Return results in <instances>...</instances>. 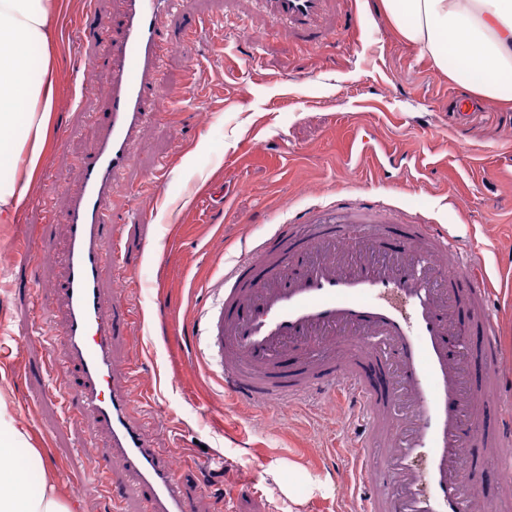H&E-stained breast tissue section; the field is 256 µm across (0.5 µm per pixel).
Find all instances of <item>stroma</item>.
Here are the masks:
<instances>
[{
    "instance_id": "35a3bbf8",
    "label": "stroma",
    "mask_w": 512,
    "mask_h": 512,
    "mask_svg": "<svg viewBox=\"0 0 512 512\" xmlns=\"http://www.w3.org/2000/svg\"><path fill=\"white\" fill-rule=\"evenodd\" d=\"M62 29L63 100L42 176L22 217L0 224V411L46 465L73 512H141L118 496L120 467L101 491L83 474L103 452L93 418L68 416L55 392L78 388L76 363L47 373L49 338L61 330L58 245L66 232L79 162L108 121L101 44L120 39V0H97L107 22L85 41L73 26L83 0H68ZM191 44L163 59L159 82L178 97L155 116L119 177L113 206L128 209L122 250L131 270L105 282L127 313L112 345L118 374L139 368L133 416L180 475L193 512H353L336 480L354 437L343 405L328 399L285 409L224 400L191 360L190 320L232 258L306 209L370 199L420 224H441L485 261L512 369V111L440 74L400 39L380 0H324L310 23L277 18L260 0H188L172 34ZM468 116L456 118L459 104ZM357 140L366 154L349 157ZM322 483L312 489L311 479ZM292 485L285 495L284 485Z\"/></svg>"
}]
</instances>
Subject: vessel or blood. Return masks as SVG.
<instances>
[{
	"label": "vessel or blood",
	"mask_w": 512,
	"mask_h": 512,
	"mask_svg": "<svg viewBox=\"0 0 512 512\" xmlns=\"http://www.w3.org/2000/svg\"><path fill=\"white\" fill-rule=\"evenodd\" d=\"M307 22L321 0H265ZM124 33L110 46L109 121L80 162L64 247L63 332L53 339L82 384L66 411L89 413L107 436L100 471L120 460L145 512H192L172 468L151 448L115 385L112 341L122 315L104 290L107 262L126 264L111 213L129 166L158 63L172 47L164 18L185 0H125ZM438 224H405L369 202L304 213L233 264L192 321L204 330L198 360L225 401L262 406L339 398L357 452L336 478L361 512H475L483 476L512 488V375L501 369L495 289L474 251ZM485 500V499H482ZM499 512L500 500H485Z\"/></svg>",
	"instance_id": "b4317fda"
}]
</instances>
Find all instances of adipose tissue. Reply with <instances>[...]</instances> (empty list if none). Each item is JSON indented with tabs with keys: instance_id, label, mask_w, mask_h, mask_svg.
<instances>
[{
	"instance_id": "obj_1",
	"label": "adipose tissue",
	"mask_w": 512,
	"mask_h": 512,
	"mask_svg": "<svg viewBox=\"0 0 512 512\" xmlns=\"http://www.w3.org/2000/svg\"><path fill=\"white\" fill-rule=\"evenodd\" d=\"M67 0H0V223L13 224L40 177L60 106L56 43ZM403 41L433 66L485 101L512 109V0H381ZM41 48L39 71L31 51ZM458 58L449 68V58ZM44 452L26 445L16 427H0V512H71L50 468L32 493L30 460Z\"/></svg>"
}]
</instances>
